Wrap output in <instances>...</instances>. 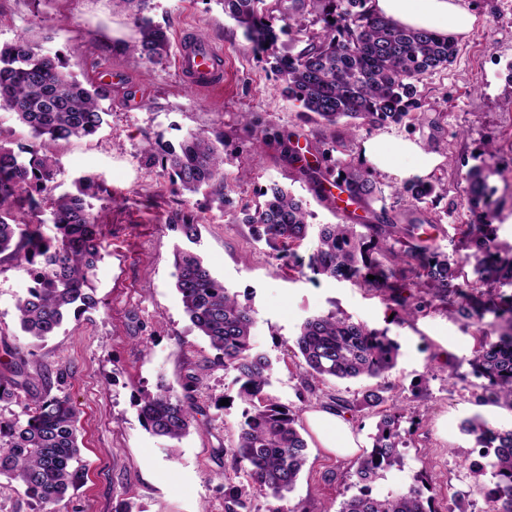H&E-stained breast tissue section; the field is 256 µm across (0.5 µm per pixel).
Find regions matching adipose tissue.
<instances>
[{
  "mask_svg": "<svg viewBox=\"0 0 512 512\" xmlns=\"http://www.w3.org/2000/svg\"><path fill=\"white\" fill-rule=\"evenodd\" d=\"M371 6L376 13L402 26L457 41L465 39L477 21L468 0H371ZM400 157L408 158L409 166H397ZM359 161L370 170L388 171L403 180L428 176L441 158L411 140L385 144L374 138L363 143ZM306 418L322 448L342 458L355 457L360 437L347 415L327 406L307 413Z\"/></svg>",
  "mask_w": 512,
  "mask_h": 512,
  "instance_id": "obj_1",
  "label": "adipose tissue"
}]
</instances>
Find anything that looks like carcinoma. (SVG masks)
I'll use <instances>...</instances> for the list:
<instances>
[{
	"mask_svg": "<svg viewBox=\"0 0 512 512\" xmlns=\"http://www.w3.org/2000/svg\"><path fill=\"white\" fill-rule=\"evenodd\" d=\"M136 6L133 24L140 38L131 51L155 61L170 48L167 30L144 15L150 0H117ZM371 0H224V13L239 27L256 52L275 60L274 71L288 96L302 103L307 121L321 119L330 126L340 120L348 132L399 125L416 120L420 108L417 83L445 69L457 56V42L427 31L404 28L374 13ZM292 35L302 47L281 54L279 34ZM107 88L87 86L66 71L59 55L42 53L21 38L0 47V106L14 112L31 131L33 141L14 150L0 142V262L25 263L39 271L33 285L17 302L21 330L38 340L52 336L68 312L96 306L88 292L90 277L101 259L103 225L88 210L85 198L100 191L91 176L77 182V193H51L57 159L53 148L72 137L95 135L105 123L101 100ZM151 165L169 176L174 190H209L224 206V139L216 133H191L176 144L146 150ZM496 164L482 163L468 175L466 204L471 220L463 234L471 253L453 259L417 234L418 224H399L386 208L372 203L382 193L362 164L336 161V179L348 200L371 213L369 224H325L308 268L315 276L357 277L360 285L394 301L416 319L435 308L473 324L493 316L491 330H480L469 359L472 374L482 383L471 392L478 405L512 409V295L499 285H512V246L498 241L488 210V179ZM435 193L431 184L416 179L395 191L410 205ZM255 208L229 210L230 222L248 224L255 239L294 257L293 246L307 236L306 203L277 183L261 193ZM30 212L48 209L60 237L54 242L37 230H19L9 206ZM186 237L197 235L195 217L184 214L168 224ZM471 266L477 282L465 278ZM175 286L186 314L224 369L236 373L237 397L248 405L232 455L245 483L224 491V512H259L256 493L274 501L266 512H285L280 502L293 491L306 464L307 442L297 428L298 415L267 392L271 362L252 343L254 310L238 302L195 253H174ZM375 279L370 280L368 276ZM430 299H425V296ZM294 345L306 372L315 379L381 378L397 362L398 346L384 331L367 327L336 312L309 317L300 326ZM389 385L363 392L358 406L376 411L379 421L371 447L354 472L357 492L343 500L337 512H438L433 487L422 475L406 490L383 497L372 495L371 484L403 464L409 447L400 432L404 408ZM195 409L187 398L161 381L156 392L139 401L144 427L170 440L185 437ZM77 415L66 396L45 393L26 406L25 419L0 422V477L16 483L43 512L56 506L84 480L86 465L79 447ZM463 431L483 449L486 463L469 467L474 481L491 474L494 487L491 512H512V429L482 419L464 423Z\"/></svg>",
	"mask_w": 512,
	"mask_h": 512,
	"instance_id": "1",
	"label": "carcinoma"
}]
</instances>
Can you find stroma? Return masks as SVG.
I'll return each instance as SVG.
<instances>
[{"label": "stroma", "instance_id": "obj_1", "mask_svg": "<svg viewBox=\"0 0 512 512\" xmlns=\"http://www.w3.org/2000/svg\"><path fill=\"white\" fill-rule=\"evenodd\" d=\"M470 2L478 21L459 42L456 59L417 85L420 120L343 135L329 151L332 159L354 160L362 143L376 137L408 138L439 154L428 180L447 189L448 214L440 218L436 243L457 257L469 251L461 229L469 220L466 177L489 145L499 167L488 180L500 205L498 237L512 244V0ZM149 16L170 37L167 55L154 62L123 52L138 33L115 0H0V45L28 39L43 53L61 54L81 81L108 87L102 129L54 148L55 194L74 191L84 176L103 187L90 201L105 232L90 279L96 307L68 318L46 340H34L16 317L30 276L25 267L0 265V380L11 378L20 357L28 378L16 399L0 402V421L23 418L26 404L48 389L67 396L79 412L88 477L58 512H224V489L239 482L230 450L246 406L236 396L234 372L217 362L184 312L175 289L179 246L200 255L225 288L254 309L253 344L272 363L268 392L298 416L319 408L325 395L352 402L372 385L368 379L324 384L306 373L293 344L306 318L339 311L386 331L399 347L386 381L413 398L400 423L411 444L402 469L374 482V495L406 488L424 473L439 512L452 496L467 512H486L480 484L467 476L475 441L461 426L478 416L508 429L512 409L491 412L471 398L475 326L444 311L393 321L376 292L289 269L254 240L249 225L229 223L206 193H173L161 169L148 165L146 144L217 131L224 136L225 192L235 206L255 204L273 182L308 202L311 228L296 250L299 262L308 261L322 225L345 219L335 196H317L290 159L295 149L307 158L326 149L333 128L301 120L302 104L288 97L271 58L254 51L222 0H152ZM198 35L222 53L223 82L207 93L193 89L176 67L180 50ZM186 213L200 225L194 244L166 228ZM452 369L465 376L453 389L446 383ZM194 374L203 384L189 392L196 409L189 434L178 442L154 436L139 419L137 400L161 380L183 392ZM301 433L307 463L284 506L288 512H337L354 492L357 462L327 454L309 428Z\"/></svg>", "mask_w": 512, "mask_h": 512}]
</instances>
